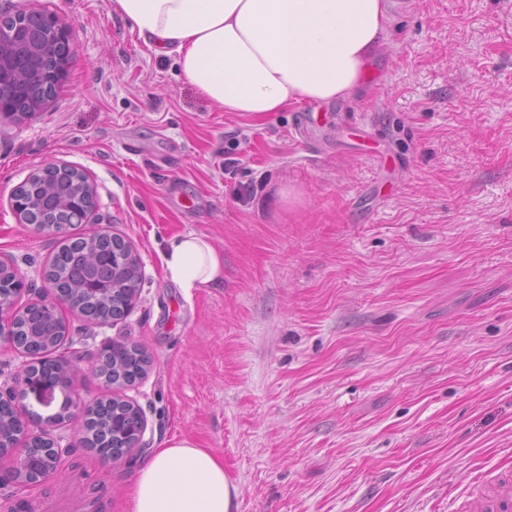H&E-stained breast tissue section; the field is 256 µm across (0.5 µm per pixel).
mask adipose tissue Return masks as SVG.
Returning a JSON list of instances; mask_svg holds the SVG:
<instances>
[{"mask_svg":"<svg viewBox=\"0 0 512 512\" xmlns=\"http://www.w3.org/2000/svg\"><path fill=\"white\" fill-rule=\"evenodd\" d=\"M157 53L225 112H281L354 98L386 44V0H112ZM169 280L192 293L224 279L204 235L164 241ZM131 512H234L224 462L182 439L141 458Z\"/></svg>","mask_w":512,"mask_h":512,"instance_id":"1","label":"adipose tissue"}]
</instances>
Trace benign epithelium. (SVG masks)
<instances>
[{
	"instance_id": "benign-epithelium-1",
	"label": "benign epithelium",
	"mask_w": 512,
	"mask_h": 512,
	"mask_svg": "<svg viewBox=\"0 0 512 512\" xmlns=\"http://www.w3.org/2000/svg\"><path fill=\"white\" fill-rule=\"evenodd\" d=\"M40 20L37 25L18 23L14 26L0 25V119L23 116L19 110L22 103L29 104L28 112L37 111L56 92L63 73V64L71 50L70 28L53 14L37 13ZM47 58L56 59V63L45 67L43 61ZM68 170L63 165L48 164L29 175L14 190L11 197V207L21 224H37L33 219L32 208L24 206V199L31 184L38 178L46 179L54 171ZM62 198L72 205L75 215L80 221L90 219L98 207V194L95 185L82 172H75L68 189L62 192ZM123 250L112 249L110 253L98 255L100 263L114 268L131 269L137 278L144 276V267L139 256L130 242L122 241ZM42 277L49 288L35 299L18 304L21 294L26 291V278L17 266L10 260L0 257V280L13 278L21 284L13 295H0V337L10 340L18 320L26 310L36 305L60 317V308L66 307L71 311L81 312L83 297L64 294L56 286L44 270ZM47 354L60 364L65 383L55 386L31 372L32 364L26 362L20 366L15 379V385L0 387V404H16L18 395L32 394L41 405H48L55 399L56 390L64 392L60 417L48 418L44 427L37 432L23 430L13 436L12 441L0 443V458L8 456L13 464L7 472L0 474V483L16 488H26L41 484L54 475L60 465L62 456L67 453L58 440L53 436L55 426L64 422L74 425L73 431L84 424L91 408L72 397L74 380L77 374L73 363V355L69 354L65 341L49 346ZM135 411L137 425L136 437L123 445L121 452L108 457L115 462L128 457L141 444L147 423L139 407L131 400H125ZM41 446L43 450L34 455L30 448Z\"/></svg>"
}]
</instances>
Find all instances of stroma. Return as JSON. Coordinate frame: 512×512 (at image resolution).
Returning a JSON list of instances; mask_svg holds the SVG:
<instances>
[{"label":"stroma","instance_id":"stroma-1","mask_svg":"<svg viewBox=\"0 0 512 512\" xmlns=\"http://www.w3.org/2000/svg\"><path fill=\"white\" fill-rule=\"evenodd\" d=\"M388 10L355 99L256 116L216 108L111 0H0L74 41L56 93L0 121V257L43 288L59 240L19 223L11 192L46 163L89 177L98 208L67 238L121 236L145 274L127 317L65 311L76 390L147 422L113 463L59 426L57 473L0 490V512H129L137 462L173 439L223 459L236 512H457L512 471V0ZM311 109L328 120L298 138ZM183 231L223 252L222 285L165 277ZM113 340L153 363L109 391ZM122 401L131 406L132 411L136 412L135 419L137 425V432L135 439H133L130 443H126L125 445H123L120 453L112 454L110 457H104L105 460L110 462H115L123 458H127L130 454H132V452L140 446L142 437L147 427L146 420L144 419V416L140 411L139 407L129 399H122Z\"/></svg>","mask_w":512,"mask_h":512}]
</instances>
